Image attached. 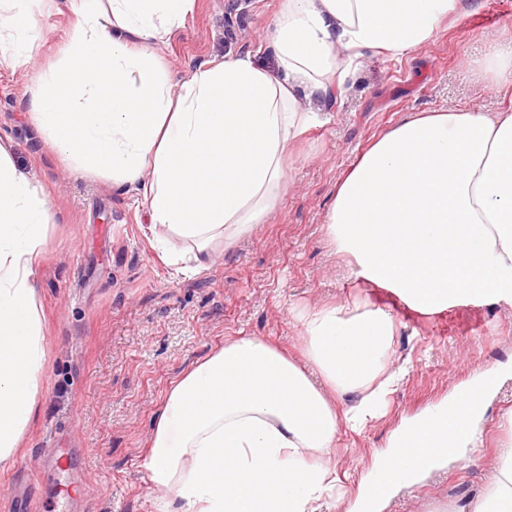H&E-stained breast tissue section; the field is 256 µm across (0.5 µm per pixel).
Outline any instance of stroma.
<instances>
[{
	"label": "stroma",
	"mask_w": 512,
	"mask_h": 512,
	"mask_svg": "<svg viewBox=\"0 0 512 512\" xmlns=\"http://www.w3.org/2000/svg\"><path fill=\"white\" fill-rule=\"evenodd\" d=\"M280 0H195L183 27L156 45L172 85L201 65L250 57L272 66L266 39ZM76 22L68 7L43 10V46L29 64L0 62V142L40 188L52 215L39 259L45 367L36 417L15 465L0 470V512H59L57 490L83 487L79 512H160L163 497L143 467L170 388L225 339L253 336L300 355L299 313L357 297L387 311L395 358L411 368L385 414L341 431L332 454L347 490L321 512H347L375 455L401 420L444 402L461 384L493 372L502 381L483 416V443L401 489L384 512H456L493 477L512 409V305L465 301L426 315L385 288L355 280L327 232L336 182L375 137L419 112L512 111V86L489 68L512 49V0H471L436 38L407 55L367 57L298 136L286 185L268 223L218 248L205 270L164 262L178 243L150 231L134 190L79 177L39 132L28 88L61 57ZM83 449L56 469L55 448Z\"/></svg>",
	"instance_id": "1"
}]
</instances>
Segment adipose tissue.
Returning <instances> with one entry per match:
<instances>
[{"label":"adipose tissue","mask_w":512,"mask_h":512,"mask_svg":"<svg viewBox=\"0 0 512 512\" xmlns=\"http://www.w3.org/2000/svg\"><path fill=\"white\" fill-rule=\"evenodd\" d=\"M44 0H0V57L27 63ZM462 0H282L269 32L274 69L230 57L180 91L151 52L194 0H79L64 58L30 91L31 116L82 175L133 187L149 222L205 267L211 245L273 215L285 160L320 100L369 53L401 57L431 41ZM51 215L0 143V469L14 466L42 387L38 257ZM358 277L422 313L467 299L512 303V112H425L379 136L336 185L327 216ZM305 363L262 339L234 338L170 389L143 462L178 512H320L339 492L329 463L341 429L384 410L407 373L387 358L391 315L358 301L306 311ZM353 395L338 409L326 389ZM487 384L463 388L395 430L360 512L475 448ZM483 492L459 512H512V439Z\"/></svg>","instance_id":"obj_1"}]
</instances>
